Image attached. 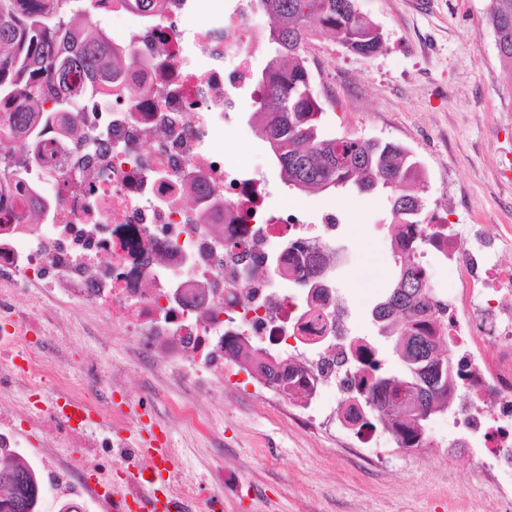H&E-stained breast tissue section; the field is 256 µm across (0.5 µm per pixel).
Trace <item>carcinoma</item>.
Wrapping results in <instances>:
<instances>
[{"label":"carcinoma","mask_w":512,"mask_h":512,"mask_svg":"<svg viewBox=\"0 0 512 512\" xmlns=\"http://www.w3.org/2000/svg\"><path fill=\"white\" fill-rule=\"evenodd\" d=\"M102 0H0V141L19 134L33 139L46 127L43 111L61 112L81 95L98 103L100 84L122 81L117 52L94 19ZM274 19L272 45L265 73L255 79L257 108L253 112L261 138L269 144L281 180L312 193L354 187L386 194L389 203L395 274L381 303L388 308L378 335L393 344L401 371L384 370L380 359L369 365L353 400L371 404L370 413L389 428L398 447L420 448L429 417L448 410L455 392L448 350L442 348L448 304L430 303L424 249L436 232L420 226V193L424 184L417 162L405 148L391 143L336 136L323 129L322 107L311 91L305 65L307 42L329 33L350 53L369 56L383 50L380 27L364 13L358 0H255ZM488 24L497 32L498 55L512 80V0H490ZM79 41L78 56L64 51ZM85 68L97 82L76 88L59 83L73 69ZM23 161L0 162V190L25 170ZM250 277V255L236 242L225 244ZM326 264L317 248L307 262L279 268L273 275L303 281L322 275ZM224 357L241 359L272 380L289 396H309V379L295 378L271 354L246 351L233 336L224 337ZM45 493L37 471L0 447V512H40Z\"/></svg>","instance_id":"1"}]
</instances>
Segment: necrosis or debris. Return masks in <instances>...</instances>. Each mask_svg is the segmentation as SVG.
I'll use <instances>...</instances> for the list:
<instances>
[{
  "label": "necrosis or debris",
  "mask_w": 512,
  "mask_h": 512,
  "mask_svg": "<svg viewBox=\"0 0 512 512\" xmlns=\"http://www.w3.org/2000/svg\"><path fill=\"white\" fill-rule=\"evenodd\" d=\"M192 11V0H162L154 26L128 12L116 45L127 55L126 83L142 94L129 98L118 87L99 111H82L77 98L73 111L50 117L42 159L0 198V304L32 288L63 296L117 322L148 373L203 395L224 386L228 336L295 361L316 391H346L358 368L335 364L353 340L337 290L247 282L224 253L225 241L236 240L254 261L274 256L285 267L313 245L335 253L336 224L323 219L313 233L300 212L272 205L259 169L227 157L224 126L243 109L262 34L241 4L196 28ZM31 191L49 203V220L33 223ZM441 230L434 251L471 280L466 311L448 298V352L457 386L471 395L452 424L478 466L492 458L512 469V272L478 262L476 248L459 250L455 225ZM39 318L35 308L0 317L8 326L0 353L11 366L0 373V393L19 378L34 390L62 384L23 327ZM44 455L57 494L75 503L99 494L85 470L55 459L53 449Z\"/></svg>",
  "instance_id": "obj_1"
}]
</instances>
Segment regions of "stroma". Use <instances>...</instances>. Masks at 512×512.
<instances>
[{"label":"stroma","mask_w":512,"mask_h":512,"mask_svg":"<svg viewBox=\"0 0 512 512\" xmlns=\"http://www.w3.org/2000/svg\"><path fill=\"white\" fill-rule=\"evenodd\" d=\"M384 35L382 52H348L330 36L313 37L304 56L312 89L331 134L392 142L410 151L425 184V208L437 223L457 224L462 238L494 239L491 259L512 271V83L487 22L488 0H361ZM244 166L262 165L278 193L313 222L336 215L343 247L336 287L355 336H375L370 312L393 277L390 213L378 193H307L286 186L251 112L238 113L224 135ZM40 353L78 388L91 374L123 373L112 403L87 427L95 448L58 446L78 467L97 466L122 484L126 465L104 439L139 431L164 434L174 450V479L194 483L196 512H494L497 473L487 481L470 448L454 446L447 414L427 421L425 444L383 449L380 460L358 455L343 434L306 431L301 414L245 389L239 374L221 400L205 403L208 433L170 419L191 395L175 382L146 388L111 323L88 310L47 300Z\"/></svg>","instance_id":"obj_1"}]
</instances>
